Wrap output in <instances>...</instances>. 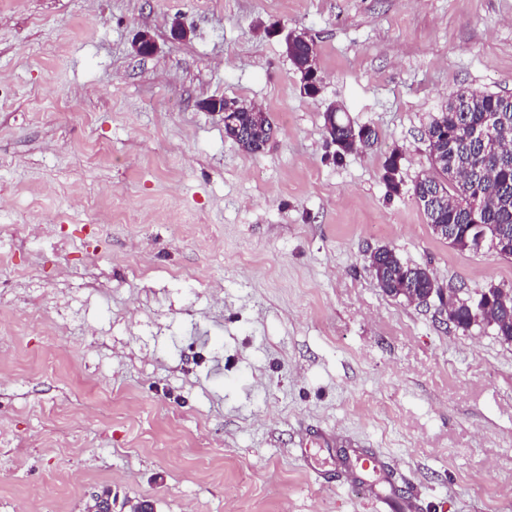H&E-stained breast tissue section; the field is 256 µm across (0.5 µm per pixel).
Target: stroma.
Listing matches in <instances>:
<instances>
[{
  "label": "stroma",
  "mask_w": 512,
  "mask_h": 512,
  "mask_svg": "<svg viewBox=\"0 0 512 512\" xmlns=\"http://www.w3.org/2000/svg\"><path fill=\"white\" fill-rule=\"evenodd\" d=\"M272 25L307 31L320 97ZM464 87L512 96V0H0V512L104 489L384 512L347 480L356 449L418 512H512V342L369 267L386 246L443 288L512 286V259L451 247L409 194ZM221 96L267 112L262 152L202 109ZM331 102L377 141L334 158Z\"/></svg>",
  "instance_id": "obj_1"
}]
</instances>
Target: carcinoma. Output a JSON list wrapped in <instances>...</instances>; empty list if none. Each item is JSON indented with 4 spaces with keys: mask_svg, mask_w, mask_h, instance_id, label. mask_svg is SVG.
I'll return each mask as SVG.
<instances>
[{
    "mask_svg": "<svg viewBox=\"0 0 512 512\" xmlns=\"http://www.w3.org/2000/svg\"><path fill=\"white\" fill-rule=\"evenodd\" d=\"M454 96L466 98L472 103L469 112L446 110L438 113L427 125L431 135L428 143L429 155L435 175L415 182L412 195L417 197L438 188L448 171L447 162H455L464 167L462 179L448 187L447 200L437 215L427 216L429 224H450L463 228L475 221L489 225L492 233H498L496 240H488L486 251L499 254L505 248L512 249V96L487 93L477 89L463 88ZM253 111L244 103H239L236 120L241 133L236 134L224 127V134L247 153L257 154L264 150L274 129L270 121L256 130L253 128ZM493 125L498 151L488 154L483 151L482 142L472 137L475 127ZM337 156L352 153L353 133L363 135L357 147H366L377 138V131L368 125H357L347 117L336 116ZM479 198L482 208L473 210L471 199ZM377 263L375 274L379 288L394 298L399 297L397 288L405 277L418 272V266L401 260L396 252L386 246L374 256ZM485 318L493 323L490 330L506 342H512V307L504 310L494 302Z\"/></svg>",
    "mask_w": 512,
    "mask_h": 512,
    "instance_id": "carcinoma-1",
    "label": "carcinoma"
}]
</instances>
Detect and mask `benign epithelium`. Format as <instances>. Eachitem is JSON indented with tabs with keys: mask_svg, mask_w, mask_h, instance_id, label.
<instances>
[{
	"mask_svg": "<svg viewBox=\"0 0 512 512\" xmlns=\"http://www.w3.org/2000/svg\"><path fill=\"white\" fill-rule=\"evenodd\" d=\"M284 45L286 55L289 57L301 47L308 49V52L298 62V66L303 73L302 93L309 98L319 97L323 91V80L317 65L313 42L307 32L303 29L289 31L285 36ZM156 50L157 44L153 36L147 31L139 33L132 43V52L138 57L151 56ZM236 104L237 100L235 99L219 97L205 100L203 107L209 112L221 114L226 118ZM472 229H474L472 238L464 241V244L473 251H480L487 240L488 231L483 224H474ZM400 293L406 297V302L418 306L428 305L434 299L438 300L441 311L446 317V322L454 327L458 326V309L462 305L470 306V325L473 326L482 322L486 301L495 298L506 304L512 300V289L504 287L493 288L489 293L483 291L473 296L462 287L447 289L435 284L427 294L423 295L416 288L415 279L413 278L405 282L404 287L400 289Z\"/></svg>",
	"mask_w": 512,
	"mask_h": 512,
	"instance_id": "7a95c632",
	"label": "benign epithelium"
}]
</instances>
